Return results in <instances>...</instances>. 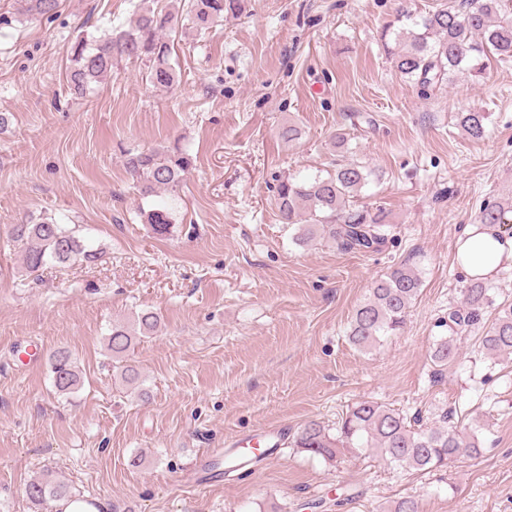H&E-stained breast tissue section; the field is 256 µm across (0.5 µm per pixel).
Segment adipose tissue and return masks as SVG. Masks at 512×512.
I'll use <instances>...</instances> for the list:
<instances>
[{
	"label": "adipose tissue",
	"mask_w": 512,
	"mask_h": 512,
	"mask_svg": "<svg viewBox=\"0 0 512 512\" xmlns=\"http://www.w3.org/2000/svg\"><path fill=\"white\" fill-rule=\"evenodd\" d=\"M456 261L469 278H491L503 268H512V237L498 227L471 224L456 244Z\"/></svg>",
	"instance_id": "1"
}]
</instances>
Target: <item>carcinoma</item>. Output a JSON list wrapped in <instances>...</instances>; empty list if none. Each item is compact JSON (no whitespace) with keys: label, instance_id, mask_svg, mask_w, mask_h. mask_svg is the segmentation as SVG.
<instances>
[{"label":"carcinoma","instance_id":"obj_1","mask_svg":"<svg viewBox=\"0 0 512 512\" xmlns=\"http://www.w3.org/2000/svg\"><path fill=\"white\" fill-rule=\"evenodd\" d=\"M58 7L59 0H24L23 12L31 19L51 22L58 16ZM242 9L243 0H175L167 11L143 6L127 28L98 37L81 36L72 44L70 88L74 94L84 95L91 85L112 74L115 62L122 59L148 63L150 82L170 88L175 69L170 63L173 45L167 34L176 31L184 20L200 34ZM397 22L400 26L390 24L383 31L384 48L396 70L425 92L451 82L457 75L482 78L492 58L504 64L512 61V9L507 0H451V4L425 14H400ZM457 119L472 138L485 136L488 113L460 112ZM191 164L192 158L178 147L130 152L125 160L145 194L178 187ZM373 175L369 166L348 161L335 164L323 175L283 176L275 186V205L286 224L303 218L296 236L299 242L320 236L346 251H379L388 242L382 212L353 206V198ZM508 212H512L509 201L488 205L480 221L507 224ZM140 217L160 237L170 234L174 224L173 211L166 206L143 210ZM11 237L22 246L28 272L48 262L63 266L92 263L101 255L84 245L73 230L45 214L14 225ZM421 285L419 274L403 265L375 281L352 316L349 342L360 350H370L381 338L396 335ZM442 325L448 326V336L433 344L430 352L440 375L459 358V335L475 326L482 333L473 340L482 351L495 358L512 356V300L496 301L481 279L470 280L462 290L459 305L449 309L448 321ZM159 326L157 313L143 310L133 323L112 327L107 349L120 358ZM51 373L52 386L60 396L75 393L81 383L76 363L65 349L52 355ZM295 446L329 461L346 452L372 449L390 464L421 471L450 468L461 457L482 452L476 433L463 424L448 423L446 411L440 415L439 425L416 428L402 413L372 400L356 402L341 418L334 434L318 423H308L298 433ZM27 496L45 512H53L55 503L75 493L63 480L47 476L30 482Z\"/></svg>","mask_w":512,"mask_h":512}]
</instances>
